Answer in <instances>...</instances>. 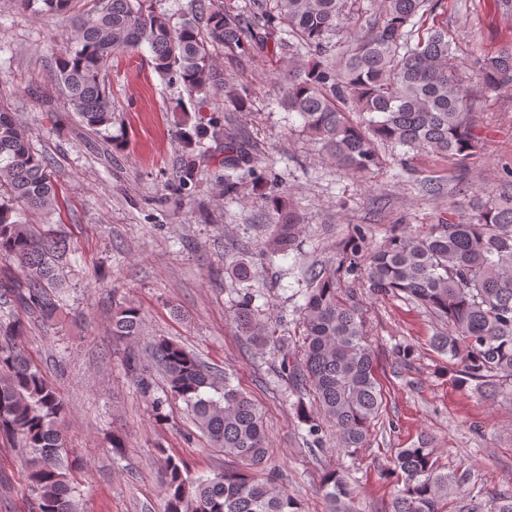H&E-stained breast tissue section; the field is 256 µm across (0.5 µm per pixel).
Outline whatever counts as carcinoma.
<instances>
[{
	"label": "carcinoma",
	"mask_w": 512,
	"mask_h": 512,
	"mask_svg": "<svg viewBox=\"0 0 512 512\" xmlns=\"http://www.w3.org/2000/svg\"><path fill=\"white\" fill-rule=\"evenodd\" d=\"M72 0H18L38 15L69 10ZM378 17L364 35L341 32L348 0H253L250 14L226 10L219 0H194L191 17L173 26L145 0H95L76 19L72 41L53 52L52 79L75 107L80 122L112 141V102L105 82L119 51L149 48L154 71L178 83L197 104L224 87L213 63L219 45L241 57L261 45L288 50L276 84L279 104L297 113L319 151L347 176L365 181L380 165L375 141L450 156L462 163L483 143L476 131L463 62L448 40V24L432 23L411 43L416 18L434 11L431 0H381ZM478 83L489 91L512 87V48L483 60ZM250 91L231 92V111L246 110ZM224 145V161L211 170L205 138ZM185 157L175 169L174 195L186 197L203 177L236 196L256 175L259 146L242 139L233 119L197 114L182 121ZM273 229L262 242L268 259L301 249L302 220L287 194L269 199ZM57 188L47 159L36 153L28 133L0 106V259L17 264L23 278L0 277V300L13 311L0 315V447L22 455L24 480L34 512H81L75 496L82 464L70 458L61 425L66 405L57 387L17 347L31 320L50 321L62 301L63 265L76 254L67 237L30 223L34 213L55 210ZM365 234L344 245L341 263L363 266L371 288L396 292L448 322L432 339L448 356L459 381L485 396L512 403V181L500 184L497 201L470 221L444 219L425 231L402 227L375 251L365 253ZM253 255L231 269L233 322L259 350L280 361L278 376L298 396L297 416L307 444H323L325 425L334 428L336 450L354 457L380 414L382 394L375 357L360 303L353 291L336 288V272L310 270L309 288L298 306L302 344L296 351L277 335V320L252 287ZM143 332L140 309L128 305L112 315V339L130 344ZM153 357L164 373L166 397L157 395L140 357L128 347L123 365L157 422L168 419V398L181 401L196 428L238 467L212 478L189 475L183 463L158 449L165 512H303L299 500L264 473L269 437L261 409L244 391L221 379L193 351L166 338ZM395 480L388 512H512V487L472 495L469 467L443 472L428 441L396 450ZM320 488L330 512H352L354 490L345 471L329 468Z\"/></svg>",
	"instance_id": "carcinoma-1"
}]
</instances>
